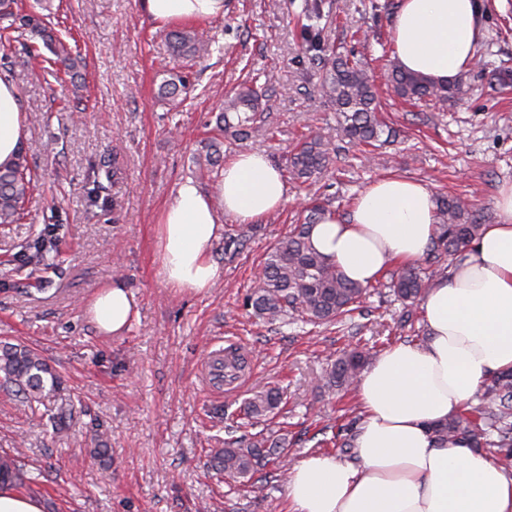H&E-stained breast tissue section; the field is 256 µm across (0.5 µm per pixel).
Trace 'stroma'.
I'll list each match as a JSON object with an SVG mask.
<instances>
[{
    "label": "stroma",
    "instance_id": "obj_1",
    "mask_svg": "<svg viewBox=\"0 0 512 512\" xmlns=\"http://www.w3.org/2000/svg\"><path fill=\"white\" fill-rule=\"evenodd\" d=\"M318 2L326 43L364 62L386 131L354 144L335 133L336 167L302 181L287 177L288 203L255 224L223 217L213 256L214 286L201 294L169 288L160 270L156 216L184 179L216 191L208 158L243 151L287 168L294 146L337 125L321 95V66L306 43V7ZM398 0H227L221 18L194 24L211 42L202 59L173 61L167 31L140 0H22L77 58L53 72L27 48L35 35L8 30L0 72L21 95L22 151L38 181L17 223L0 227V342L35 349L62 376L76 405L63 429L60 401L32 413L25 397L0 386V455L15 457L30 481L22 494L44 512H286L287 479L227 485L210 467L227 436H283L285 473L318 450L351 459L362 414L354 391L331 394L328 364L363 344L377 353L424 334L423 317L402 324L404 309L385 287L370 290L338 324L268 323L242 306L263 253L317 202L348 218L354 199L389 175L424 182L434 196L465 199L482 223L496 221L494 196L512 183V0H492L481 17L464 92L443 105L410 104L388 90ZM188 78L177 102L158 96L172 66ZM247 85L266 87L267 125L247 139L220 135L218 106ZM242 238L233 252L224 238ZM52 251L34 268L25 256L37 239ZM123 282L138 313L119 336L98 334L87 316L97 292ZM241 345L248 367L239 390L215 392L203 367L217 342ZM263 385L283 388L272 417L245 419L243 403ZM107 462L90 458L97 442Z\"/></svg>",
    "mask_w": 512,
    "mask_h": 512
}]
</instances>
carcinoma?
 <instances>
[{
  "mask_svg": "<svg viewBox=\"0 0 512 512\" xmlns=\"http://www.w3.org/2000/svg\"><path fill=\"white\" fill-rule=\"evenodd\" d=\"M30 32L40 36L51 46L57 63L64 72H70L76 59L62 42H57L41 26L40 20H24ZM172 56L175 58H203L210 55V47L188 30L169 34ZM311 48L319 53L323 63L320 88L340 117V133L351 141L372 144L384 133V122L379 116L376 92L365 65L347 56L324 58L328 49L321 32L314 33ZM388 81L395 94L413 103L446 102L462 93L463 81L458 78L436 82L422 75L391 64ZM181 72L172 71L159 87L164 98H174L185 88ZM261 94L253 87H245L224 100L219 115V131L233 130L245 137L252 125L261 119ZM327 136L317 134L303 141L289 157V169L297 178H310L336 163V157L327 148ZM36 176L23 155L8 167L0 166V224H12L24 210L25 200L35 186ZM322 207L310 210L306 221L295 224L263 255L260 275L244 298V307L254 316L267 321L280 320L293 313L312 324L331 323L348 315L365 298L367 287L346 279L336 267L313 246L311 232ZM436 221L438 234L427 253L425 268L406 266L390 281L389 287L407 306V316L420 304L435 282L443 278L442 255H456L460 249L476 239L483 228L468 206L458 197L437 199ZM372 358V349L356 346L342 351L331 363L326 377L327 389L349 388L358 382L362 371ZM0 379L25 395L29 403L40 404L45 399L58 397L62 381L35 351L20 344L0 345ZM478 404L448 418L434 428L438 445L455 446L463 443L469 448L490 455L502 462L512 461V370L490 376L479 388ZM284 401V391L266 385L256 391L244 405L250 417L274 413ZM288 447L282 437L270 440L256 437L248 441L229 439L224 447L212 455V466L224 474L232 485L248 482L255 474L276 461ZM0 481L22 485L28 481L23 471L16 468L14 459L0 457Z\"/></svg>",
  "mask_w": 512,
  "mask_h": 512,
  "instance_id": "cac0c4a2",
  "label": "carcinoma"
}]
</instances>
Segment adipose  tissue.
Here are the masks:
<instances>
[{"mask_svg": "<svg viewBox=\"0 0 512 512\" xmlns=\"http://www.w3.org/2000/svg\"><path fill=\"white\" fill-rule=\"evenodd\" d=\"M156 27L223 17L225 0H141ZM484 0H399L394 55L436 81L469 69ZM25 136L15 83L0 76V166ZM288 201L283 173L267 155L244 151L224 165L217 195L180 182L156 220L161 273L170 287L199 293L218 277L219 217L253 224ZM497 219L455 257L422 302L427 340L400 343L363 372L364 421L353 458L313 454L293 466L287 512H512V474L463 445L441 447L432 427L474 401L494 373L512 369V183L495 197ZM432 192L421 181L385 176L355 199L348 219L329 211L313 243L348 279L369 284L388 268L419 262L438 234ZM136 310L124 283L104 286L88 306L96 329L126 330Z\"/></svg>", "mask_w": 512, "mask_h": 512, "instance_id": "obj_1", "label": "adipose tissue"}]
</instances>
